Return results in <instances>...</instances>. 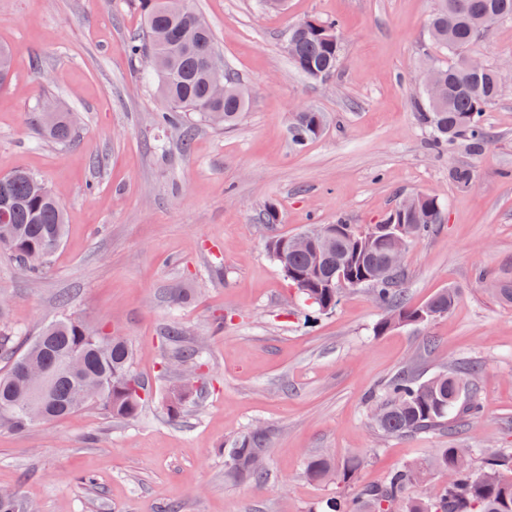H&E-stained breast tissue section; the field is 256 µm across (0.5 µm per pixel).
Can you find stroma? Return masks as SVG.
Wrapping results in <instances>:
<instances>
[{"instance_id":"stroma-1","label":"stroma","mask_w":512,"mask_h":512,"mask_svg":"<svg viewBox=\"0 0 512 512\" xmlns=\"http://www.w3.org/2000/svg\"><path fill=\"white\" fill-rule=\"evenodd\" d=\"M191 5L249 105L233 127L196 126L185 149L181 132L157 127L160 103L129 55L142 27L135 0H0V45L12 55L0 87V175L42 178L67 216L43 275L0 258V325L25 340L80 314L125 336L149 388L132 422L85 408L22 434L0 430V490L37 512H325L336 488L306 478L313 457H360L359 488L442 448H512V304L476 277H512V75L485 115L488 142L448 155L430 148L413 108L435 53V0H286L278 12L257 0ZM313 18L343 34L339 66L317 80L284 50L289 28ZM468 54L491 66L512 60V20ZM46 97L79 117L69 145L37 131ZM306 108L329 125L297 152L287 129ZM457 166L473 170L471 188L452 181ZM416 193L443 201L445 220L411 245L402 286L416 306L458 292L450 313L427 324L375 332L381 311L362 288L316 314L267 250L271 237L316 224L382 223ZM270 206L279 223H265ZM176 294L185 297L177 308ZM173 323L185 343L203 344L207 372L176 422L162 360ZM463 361L482 367L473 427L387 438L371 423L370 397L396 370L411 363L429 377ZM255 424L271 432L260 487L226 466L228 444Z\"/></svg>"}]
</instances>
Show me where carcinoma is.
<instances>
[{
	"label": "carcinoma",
	"instance_id": "1",
	"mask_svg": "<svg viewBox=\"0 0 512 512\" xmlns=\"http://www.w3.org/2000/svg\"><path fill=\"white\" fill-rule=\"evenodd\" d=\"M143 16L142 36L134 39L130 53L144 59L151 68V80L161 99L157 113L161 127L188 128L203 125L230 126L243 114L247 97L231 73L224 70V97L211 92L210 63L217 58L209 27L197 14L176 11L164 0H139ZM512 19V0H436L429 21L433 44L448 53L450 62L431 58L440 74L439 97L420 93L414 107L426 127L429 144L441 152H453L464 144L478 149L488 140L484 117L496 104L500 85L494 70L473 72L467 67V49L494 25ZM293 44L289 58L311 79L323 78L334 70L341 56V35L334 21L308 19L288 31ZM326 117L313 109L296 113L288 127L293 149L302 151L323 131ZM43 134L65 145L76 136L72 114L56 110L44 113ZM37 178L24 170L0 177L12 207L0 215V252L16 259L24 269L38 275L50 267V260L62 244L66 231L65 211L56 198L33 188ZM445 204L438 198L417 195L414 215H396L395 223L407 226L415 242L431 234L443 221ZM333 225L320 224L313 231L328 234L322 242L325 263L316 273L307 247L291 249L288 236L272 238L268 251L282 275L297 290L307 306L319 313L336 308L341 289L326 287L336 262L346 263L344 286L367 287L375 304L385 314L374 330L392 326L417 325L442 317L452 309L457 292L445 288L424 305L406 303L400 288L403 275L382 280L374 275L389 240L367 241L363 232L351 229L349 238L331 233ZM494 296L512 303V278L495 281ZM7 356L8 368L0 373V430L21 434L38 424L31 413L40 411L44 421H57L85 407H94L116 421L139 418L146 396L145 385L132 386L139 377L134 368V351L127 340L115 333L99 334L78 316L65 315L44 326L37 336L20 344L14 337L0 336V356ZM169 365L176 366V380L167 395V416L176 421L185 404L197 394L206 376L201 349L190 345L172 352ZM36 368L51 376L42 401L29 404L23 373ZM481 366L470 363L461 369L423 380L415 367L407 365L391 376L375 397L374 422L389 437H406L448 428L450 422L465 425L479 419L481 406L476 378ZM267 431L254 428L234 443L229 451L228 469L235 476L260 485L268 472ZM484 466H474L477 456ZM361 462L352 457L341 467L319 456L306 467L309 478L331 481L344 488L354 480ZM427 470L441 475L430 496L408 497L409 488ZM329 512H512V451L507 448H442L426 465L399 467L383 481L370 484L350 495L338 492L327 505ZM0 512H30L15 493L0 496Z\"/></svg>",
	"mask_w": 512,
	"mask_h": 512
}]
</instances>
